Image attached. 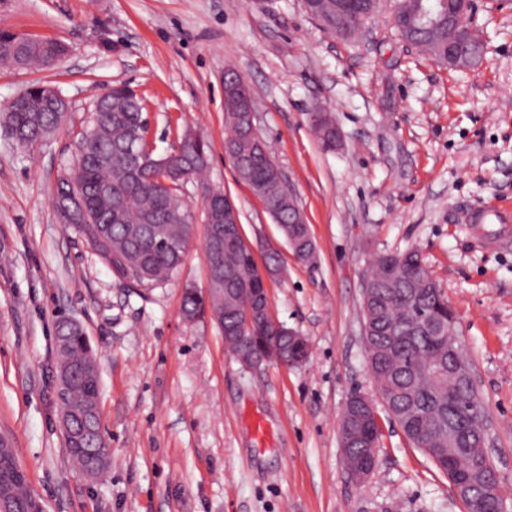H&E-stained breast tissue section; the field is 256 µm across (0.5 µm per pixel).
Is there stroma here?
Instances as JSON below:
<instances>
[{
    "label": "stroma",
    "instance_id": "obj_1",
    "mask_svg": "<svg viewBox=\"0 0 512 512\" xmlns=\"http://www.w3.org/2000/svg\"><path fill=\"white\" fill-rule=\"evenodd\" d=\"M485 40L467 70L399 40L389 8L373 40H340L301 0H0V28L69 47L40 69L0 66V108L34 83L69 112L40 144L0 128V435L10 437L44 512H464L447 476L381 416L378 465L361 483L343 464L339 414L373 394L362 282L375 253L419 250L458 316L486 416L489 454L512 512V232L477 224L512 208V7L474 0ZM251 88L257 126L316 243L294 256L224 153V72ZM127 83L143 98L156 153L185 130L210 145L206 185L182 184L194 215L170 280L132 292L52 205L93 102ZM342 134L325 150L314 107ZM226 193L257 261L276 251L271 312L306 336L300 366L239 364L216 324L181 314L208 288L203 187ZM84 327L99 366L111 463L99 478L63 444L55 323Z\"/></svg>",
    "mask_w": 512,
    "mask_h": 512
}]
</instances>
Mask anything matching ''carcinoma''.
I'll return each instance as SVG.
<instances>
[{"instance_id":"1","label":"carcinoma","mask_w":512,"mask_h":512,"mask_svg":"<svg viewBox=\"0 0 512 512\" xmlns=\"http://www.w3.org/2000/svg\"><path fill=\"white\" fill-rule=\"evenodd\" d=\"M317 3L320 9L314 18L321 21L323 30L342 39L349 37L364 10L382 7V0H357L355 7L340 9L336 0ZM447 30V14L431 0H409L405 22L396 28L402 40L417 41L418 47L441 66L448 65L442 53ZM65 52L66 46L57 39L22 37L0 29V57L14 60L19 68L42 66L47 59ZM53 92L54 88L40 84L27 87L24 97L40 104L42 111L19 112L10 103L0 113V123L16 131L20 143L46 138L58 123L57 114L50 111ZM107 96L112 109L92 110L79 133L76 164L59 178V186L61 192L78 196L84 204L87 219L73 225L76 234L124 283L147 290L172 278L183 262L194 224L180 199V187L185 178L200 177L206 171L208 145L189 137L182 139V156L174 170L157 166L152 153L134 166L125 154L134 133L140 134L139 151L148 149L142 101L127 85L113 86ZM225 114L229 127L226 153L237 176L267 209L276 213L281 233L297 241L295 254L305 259L315 244L308 225L290 223L288 197L271 179V155L267 148L256 149L250 141L238 137L237 113L227 106ZM314 130L324 147H336L335 127L322 110L316 111ZM404 256V263L395 267L384 255L370 265L366 274L373 291L370 300L362 302L364 321L370 330L365 348L376 391L386 397L385 410L402 421L408 441L446 473L448 423L470 431L482 406L474 388H448V339L457 337V326L448 324V299L431 278L420 254L409 250ZM278 263L277 253L272 252L261 267L244 246L224 253L223 270L209 275L207 294L186 290L183 314L192 319L208 304L224 312V326L233 325L238 321L236 295L248 293V299L261 309L269 305L263 268ZM226 348L235 358L247 352L263 365L279 356L294 366L309 356L305 337L270 327L261 328L260 335L244 344L230 340ZM93 358L95 354L84 336L73 333L62 355L71 372L69 407L77 423L91 417L93 444L106 448L104 434L98 432L99 414L87 413L98 403L99 380L85 376L82 367ZM380 435L375 416L353 420L348 432L350 462H370ZM471 466L478 474L477 494L465 503L467 512H490L502 505V487L493 474L495 465L485 458L482 449L473 450ZM0 508L5 512H40L25 474L7 448L0 452Z\"/></svg>"}]
</instances>
